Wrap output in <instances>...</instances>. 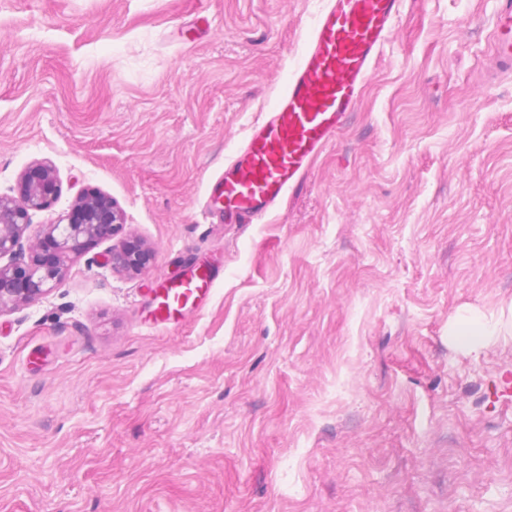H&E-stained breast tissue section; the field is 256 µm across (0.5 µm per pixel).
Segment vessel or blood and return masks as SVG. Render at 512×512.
Returning a JSON list of instances; mask_svg holds the SVG:
<instances>
[{"mask_svg":"<svg viewBox=\"0 0 512 512\" xmlns=\"http://www.w3.org/2000/svg\"><path fill=\"white\" fill-rule=\"evenodd\" d=\"M400 5L401 0H325L274 107L209 182V216L228 224L264 223L306 183L355 112L367 77L394 34ZM489 57L495 74H512V0H500ZM223 276L220 254L189 261L154 289L147 324L181 327L209 304Z\"/></svg>","mask_w":512,"mask_h":512,"instance_id":"1","label":"vessel or blood"}]
</instances>
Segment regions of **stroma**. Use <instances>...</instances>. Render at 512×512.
<instances>
[{
  "mask_svg": "<svg viewBox=\"0 0 512 512\" xmlns=\"http://www.w3.org/2000/svg\"><path fill=\"white\" fill-rule=\"evenodd\" d=\"M324 0H0V194L49 161L110 242L0 313V512H512V75L495 0H404L359 109L264 224L211 178ZM208 306L145 325L187 251ZM477 320L480 344L459 332ZM500 2L493 20L489 54L496 76L512 74V2ZM127 242H119L112 246L109 259L112 263L113 270L125 272H139L143 268V261L147 252L140 246V254L132 253L128 247Z\"/></svg>",
  "mask_w": 512,
  "mask_h": 512,
  "instance_id": "obj_1",
  "label": "stroma"
}]
</instances>
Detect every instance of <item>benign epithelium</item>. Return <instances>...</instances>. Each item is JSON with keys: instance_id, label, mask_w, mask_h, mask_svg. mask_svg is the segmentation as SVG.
Masks as SVG:
<instances>
[{"instance_id": "obj_1", "label": "benign epithelium", "mask_w": 512, "mask_h": 512, "mask_svg": "<svg viewBox=\"0 0 512 512\" xmlns=\"http://www.w3.org/2000/svg\"><path fill=\"white\" fill-rule=\"evenodd\" d=\"M20 198L0 195V312L13 310L60 283L71 257L91 241L114 238L125 224V215L109 199L83 198L63 221L44 225L39 236L23 241L24 232L37 212L49 208L58 191L57 175L45 161L34 162L23 175ZM147 252L136 254L128 243L112 246V269L138 272Z\"/></svg>"}]
</instances>
